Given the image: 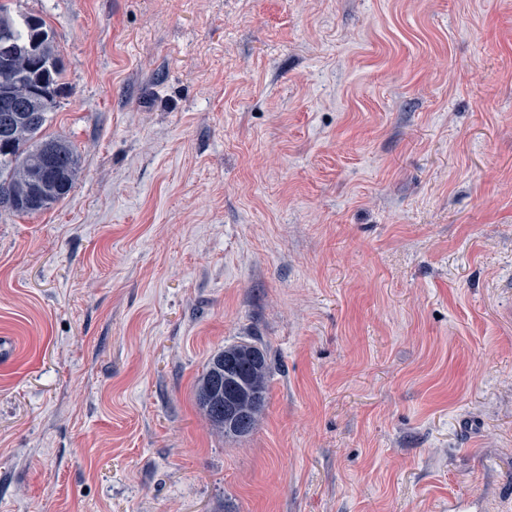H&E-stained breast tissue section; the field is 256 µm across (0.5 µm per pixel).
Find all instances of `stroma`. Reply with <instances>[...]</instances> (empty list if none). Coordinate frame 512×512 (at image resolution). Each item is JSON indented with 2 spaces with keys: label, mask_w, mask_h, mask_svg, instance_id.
Instances as JSON below:
<instances>
[{
  "label": "stroma",
  "mask_w": 512,
  "mask_h": 512,
  "mask_svg": "<svg viewBox=\"0 0 512 512\" xmlns=\"http://www.w3.org/2000/svg\"><path fill=\"white\" fill-rule=\"evenodd\" d=\"M9 4L84 173L0 212V512H512V0ZM271 361L262 346L240 343L211 356L194 391V399L211 426L224 438H244L258 426L267 406ZM224 404L236 417L224 423Z\"/></svg>",
  "instance_id": "obj_1"
}]
</instances>
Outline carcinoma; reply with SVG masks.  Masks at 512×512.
I'll return each instance as SVG.
<instances>
[{
	"mask_svg": "<svg viewBox=\"0 0 512 512\" xmlns=\"http://www.w3.org/2000/svg\"><path fill=\"white\" fill-rule=\"evenodd\" d=\"M12 37L22 48L0 62V95L24 108L8 132V148H0V192L24 208L35 183H43L42 210L64 199L83 174L82 158L65 135L47 132L49 114L65 91L64 67L54 30L45 19L15 14L0 4V35ZM271 361L255 343L224 347L211 356L194 391V399L211 426L226 438H244L258 426L267 406ZM236 417L224 423V405Z\"/></svg>",
	"mask_w": 512,
	"mask_h": 512,
	"instance_id": "obj_1",
	"label": "carcinoma"
}]
</instances>
